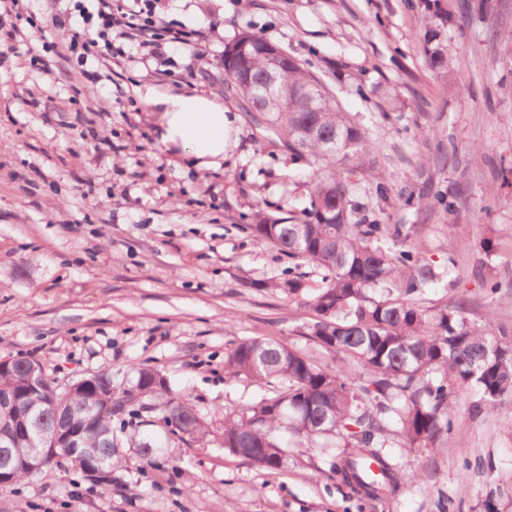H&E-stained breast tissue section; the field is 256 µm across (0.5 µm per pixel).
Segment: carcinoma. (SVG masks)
<instances>
[{
    "instance_id": "1",
    "label": "carcinoma",
    "mask_w": 512,
    "mask_h": 512,
    "mask_svg": "<svg viewBox=\"0 0 512 512\" xmlns=\"http://www.w3.org/2000/svg\"><path fill=\"white\" fill-rule=\"evenodd\" d=\"M423 8V51L433 69L448 72L458 51L447 35L452 10L439 0H424ZM268 45L253 33L238 34L224 45V70L262 78L269 65ZM277 79L288 95V111L252 119L316 167L309 203L298 216L259 210L242 229L273 243L288 260L315 266L318 280L313 283L290 266L287 279L262 287L283 288L290 297L315 287L306 335L336 354L341 368L325 371L280 342L246 338L235 343L226 359L232 375L259 385L275 380L284 388L224 417V447L277 470L288 447L318 445L337 436L343 451L334 455L330 472L353 495L381 499L396 493L405 480L387 452L395 440L418 448L446 447L454 436L458 398L480 414L512 394V348L494 334L491 319L469 320L461 301L422 305L427 288L443 273L423 256L417 225L384 223L388 181L367 130L340 108L328 88L318 93L314 84L323 80L286 52ZM362 181L377 206L356 199ZM7 362L9 367L0 369L1 392L27 387L34 367L40 381V390L29 398L35 414L15 420L22 434L15 436L13 447L34 459L62 424L83 429L78 448L61 449L35 469L21 459L8 463L4 470L12 484L80 455L112 470L122 466L123 441L112 426L115 420L134 429L143 414L159 410L178 432L188 427L198 441L209 434L190 400L173 395L167 384L135 390L141 380L157 374L151 368L139 369L133 385L119 388L108 404L93 392L59 389L35 359L9 357ZM285 434L292 440L284 441Z\"/></svg>"
}]
</instances>
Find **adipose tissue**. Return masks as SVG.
I'll list each match as a JSON object with an SVG mask.
<instances>
[{
	"mask_svg": "<svg viewBox=\"0 0 512 512\" xmlns=\"http://www.w3.org/2000/svg\"><path fill=\"white\" fill-rule=\"evenodd\" d=\"M146 99L160 113L159 140L172 153L198 168H217L227 141L223 106L200 95L164 96L146 91Z\"/></svg>",
	"mask_w": 512,
	"mask_h": 512,
	"instance_id": "1",
	"label": "adipose tissue"
}]
</instances>
